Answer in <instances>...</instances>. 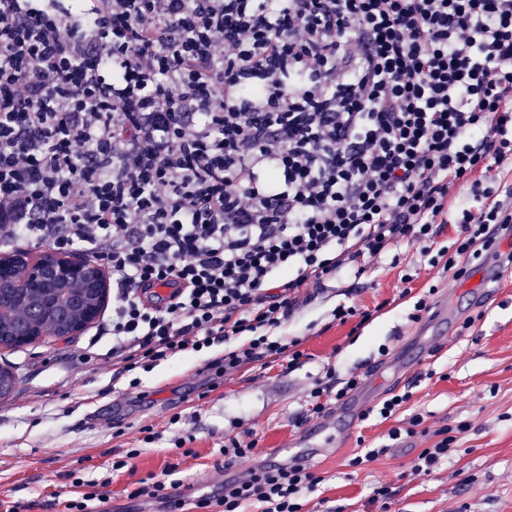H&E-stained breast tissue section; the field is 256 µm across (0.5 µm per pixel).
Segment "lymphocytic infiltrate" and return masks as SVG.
Returning a JSON list of instances; mask_svg holds the SVG:
<instances>
[{"mask_svg":"<svg viewBox=\"0 0 512 512\" xmlns=\"http://www.w3.org/2000/svg\"><path fill=\"white\" fill-rule=\"evenodd\" d=\"M507 164L512 0H0V244L102 262L125 372L242 335L217 374L296 367L269 331L302 290L445 224L429 264L462 277L512 236ZM322 481L262 464L198 505L302 512Z\"/></svg>","mask_w":512,"mask_h":512,"instance_id":"1","label":"lymphocytic infiltrate"}]
</instances>
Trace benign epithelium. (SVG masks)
<instances>
[{"mask_svg": "<svg viewBox=\"0 0 512 512\" xmlns=\"http://www.w3.org/2000/svg\"><path fill=\"white\" fill-rule=\"evenodd\" d=\"M58 288L64 289V297L56 305L55 318L65 326L66 337L94 324L109 297L103 268L87 259L61 252L49 258L0 254V290L13 298L0 301V322L14 327L12 337L0 340V347L28 346L47 336L35 325Z\"/></svg>", "mask_w": 512, "mask_h": 512, "instance_id": "1", "label": "benign epithelium"}]
</instances>
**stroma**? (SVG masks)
Wrapping results in <instances>:
<instances>
[{"label":"stroma","instance_id":"stroma-1","mask_svg":"<svg viewBox=\"0 0 512 512\" xmlns=\"http://www.w3.org/2000/svg\"><path fill=\"white\" fill-rule=\"evenodd\" d=\"M420 245H403L368 260L362 276L346 271L326 282L313 301L277 333L299 338L303 362L265 359L214 379L206 365L224 355L223 344L157 361L135 370L139 386L115 376L112 338L95 323L67 339L0 348V367L16 378L0 400V501L23 512H67L68 501H87V512H201L208 477L224 466L220 450L236 437L276 448L315 421L305 400L326 370L371 382L412 345L425 360L407 389L408 414L429 431L454 436L452 452L430 474L410 472L412 459L431 444L416 435L396 441L387 455L362 468L350 459L364 446L385 443L396 419L359 423L345 446L312 457L323 476L304 512H378L377 486L392 489L390 512H512V278L489 304L458 307L445 332L435 334L414 305L429 288L462 293L464 280L420 258ZM346 304L368 312L365 322L334 320ZM89 363H82V355ZM160 437L145 442L143 428ZM189 438L190 455L175 447ZM136 458H129L131 449ZM177 463L166 473V463ZM170 485L174 504L131 498L141 482Z\"/></svg>","mask_w":512,"mask_h":512}]
</instances>
